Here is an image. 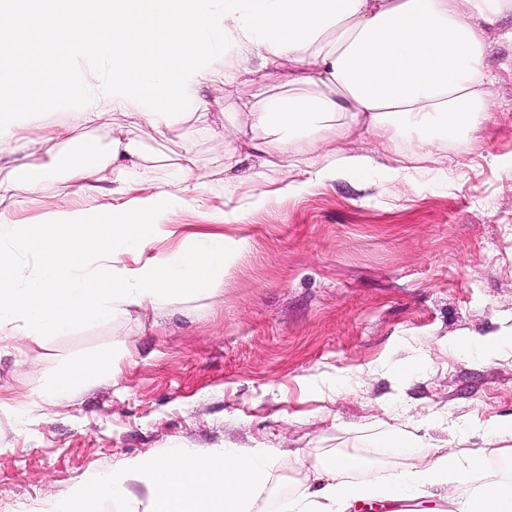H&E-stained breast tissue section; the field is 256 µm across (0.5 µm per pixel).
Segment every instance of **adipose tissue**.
<instances>
[{
	"instance_id": "ef3b65f1",
	"label": "adipose tissue",
	"mask_w": 512,
	"mask_h": 512,
	"mask_svg": "<svg viewBox=\"0 0 512 512\" xmlns=\"http://www.w3.org/2000/svg\"><path fill=\"white\" fill-rule=\"evenodd\" d=\"M32 0L17 8L0 0V349L16 340L34 344L84 324L108 322L128 308L165 309L209 292L224 274L223 235L190 233L153 254L168 225L140 222L142 213H167L201 190L205 175L185 157L173 174L177 191H156L125 203L116 218L91 219L83 209L55 210L46 222L19 223L11 211L40 199L55 177L89 188L108 181L131 191L153 167L133 127L166 138L177 123L208 130L225 166L241 151L281 156L307 144L293 166L324 174L336 167L367 173V156L325 153V132L368 133L384 148L395 142L419 155L451 142L473 141L491 104L485 88L484 21L512 12V0ZM247 48L263 69L290 60L299 67L296 90L262 104L244 103L235 135L226 138L201 107L210 86L232 92L236 69L219 60ZM115 114L107 149L85 141L29 162L27 150L51 140L47 118L62 115L75 128ZM33 254L22 275L13 251ZM114 359L110 350L52 377L37 390L58 399L93 384ZM391 447L411 465L390 481L368 475L346 481L356 466L342 454L309 469L306 494L283 512H355L367 502L393 503L424 488L457 484L458 512H512V480L467 448L429 455L394 436Z\"/></svg>"
}]
</instances>
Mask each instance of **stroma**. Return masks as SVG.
<instances>
[{"label":"stroma","instance_id":"stroma-1","mask_svg":"<svg viewBox=\"0 0 512 512\" xmlns=\"http://www.w3.org/2000/svg\"><path fill=\"white\" fill-rule=\"evenodd\" d=\"M484 28L497 79L477 139L412 159L401 142L383 152L331 133L329 148L373 158L364 176L319 178L260 154L228 168L191 124L162 141L134 130L149 153L206 170L205 189L156 221L224 235V277L212 298L0 352V512H55L82 481L173 448L269 450L254 512H279L321 458L398 475L396 434L431 453L512 448L494 433L512 417V14ZM228 61L235 89L203 91L202 107L230 129L260 60L237 49ZM46 196L103 216L127 200L58 179ZM112 347L122 355L95 385L35 397Z\"/></svg>","mask_w":512,"mask_h":512}]
</instances>
